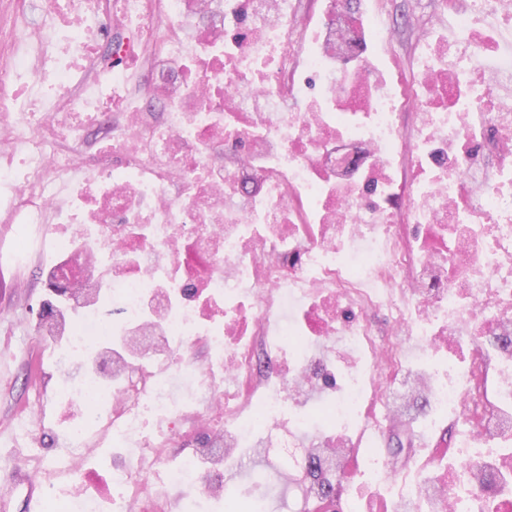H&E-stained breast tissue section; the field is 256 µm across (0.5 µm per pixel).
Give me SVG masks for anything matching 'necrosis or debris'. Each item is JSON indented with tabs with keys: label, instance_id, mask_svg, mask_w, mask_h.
Segmentation results:
<instances>
[{
	"label": "necrosis or debris",
	"instance_id": "necrosis-or-debris-1",
	"mask_svg": "<svg viewBox=\"0 0 512 512\" xmlns=\"http://www.w3.org/2000/svg\"><path fill=\"white\" fill-rule=\"evenodd\" d=\"M42 20L6 34L0 67V216L69 227L56 240L80 317L71 369L109 332L88 303L106 286L138 354L112 358L120 389L66 397L58 512H101L87 443L124 461L112 512H164L162 490L224 500V470L264 433L311 429L340 475L360 469L350 429L455 420V458L400 486L380 512H512V0H441L451 24L418 41L413 85L378 78L367 40L382 13L330 0L311 48L291 0H40ZM125 31L110 59L104 27ZM167 100L155 120L146 97ZM418 115L419 141L399 125ZM106 137L83 156L85 132ZM415 156L399 198L394 163ZM422 249L406 250L401 224ZM382 313L386 336L369 315ZM274 379L255 368L270 335ZM167 344L164 370L152 361ZM205 347V359L193 351ZM494 396L475 399L486 350ZM202 435L181 465L162 448Z\"/></svg>",
	"mask_w": 512,
	"mask_h": 512
}]
</instances>
